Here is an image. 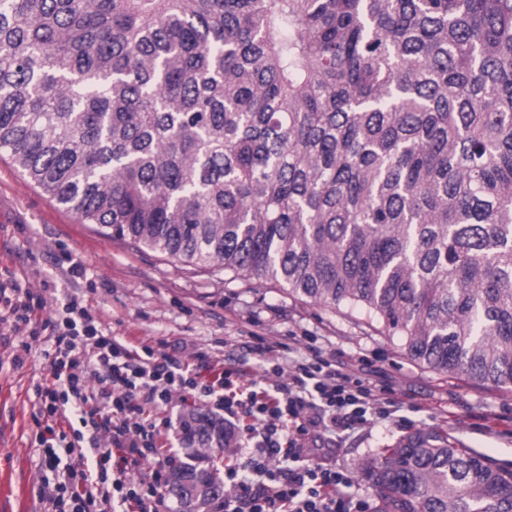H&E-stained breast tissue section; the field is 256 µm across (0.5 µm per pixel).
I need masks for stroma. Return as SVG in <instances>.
Segmentation results:
<instances>
[{"instance_id":"stroma-1","label":"stroma","mask_w":512,"mask_h":512,"mask_svg":"<svg viewBox=\"0 0 512 512\" xmlns=\"http://www.w3.org/2000/svg\"><path fill=\"white\" fill-rule=\"evenodd\" d=\"M87 275L64 276L69 260ZM27 288L55 289L58 297L79 292L101 327L120 336L191 351L213 346L234 364L253 334L288 343L280 354L289 364L306 354V339L327 355L359 359L365 371L392 384L398 397L424 403L405 420L375 421L339 443L337 466L355 476V490L373 499L360 467L415 429L450 434L459 447L478 452L493 466L512 469V391L477 388L407 359L400 336L368 326L363 316L288 296L265 280H232L223 271H200L165 255L106 237L98 225L80 223L31 184L0 155V268ZM226 347H214L217 339ZM23 338L0 325V512H40L38 461L32 445V379L41 375L40 345L24 365L12 363Z\"/></svg>"}]
</instances>
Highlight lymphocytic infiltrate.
Listing matches in <instances>:
<instances>
[{"instance_id": "f902f5d3", "label": "lymphocytic infiltrate", "mask_w": 512, "mask_h": 512, "mask_svg": "<svg viewBox=\"0 0 512 512\" xmlns=\"http://www.w3.org/2000/svg\"><path fill=\"white\" fill-rule=\"evenodd\" d=\"M57 302L52 329L37 311ZM42 343L45 372L32 382L44 512H172L164 495L174 461V395L201 401L228 422L244 421V460L224 467L223 512H371L334 456L343 435L401 408L388 387L356 377L320 352L282 368L281 345L255 337L248 360L226 366L103 333L77 295L58 300L0 276V324ZM287 374L267 384L263 375ZM151 461L149 474L127 478Z\"/></svg>"}]
</instances>
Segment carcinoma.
<instances>
[{
	"label": "carcinoma",
	"instance_id": "obj_1",
	"mask_svg": "<svg viewBox=\"0 0 512 512\" xmlns=\"http://www.w3.org/2000/svg\"><path fill=\"white\" fill-rule=\"evenodd\" d=\"M101 233L357 309L512 391V0H0V153ZM174 512L224 502L191 413ZM375 512H512V473L417 430Z\"/></svg>",
	"mask_w": 512,
	"mask_h": 512
}]
</instances>
